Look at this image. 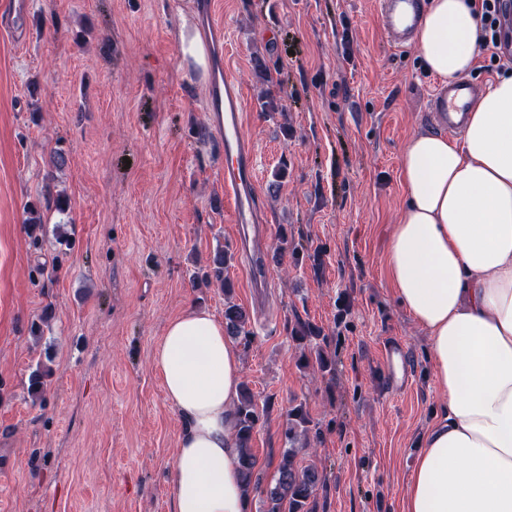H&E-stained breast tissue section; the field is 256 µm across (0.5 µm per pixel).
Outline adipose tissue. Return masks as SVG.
<instances>
[{
  "instance_id": "adipose-tissue-1",
  "label": "adipose tissue",
  "mask_w": 512,
  "mask_h": 512,
  "mask_svg": "<svg viewBox=\"0 0 512 512\" xmlns=\"http://www.w3.org/2000/svg\"><path fill=\"white\" fill-rule=\"evenodd\" d=\"M479 28L470 0H430L416 32L430 72L449 81L469 71ZM402 179L387 276L429 333L434 378L448 394L403 512H512V75L479 98L462 142L412 139ZM153 360L183 421L173 512H246L232 430L237 346L194 307L168 323Z\"/></svg>"
}]
</instances>
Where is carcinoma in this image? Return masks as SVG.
<instances>
[{
	"label": "carcinoma",
	"mask_w": 512,
	"mask_h": 512,
	"mask_svg": "<svg viewBox=\"0 0 512 512\" xmlns=\"http://www.w3.org/2000/svg\"><path fill=\"white\" fill-rule=\"evenodd\" d=\"M52 209L64 210V201L59 198L47 197L39 204L29 206V225L32 247L41 248L42 238L37 231L42 228L43 211ZM232 259V253L227 248L219 247L209 260L208 270L202 275V280L210 285L216 284L224 291V328L230 336L249 338L247 329L249 317L246 311L232 301V284L224 277V269ZM321 329L316 325L297 321L291 329V338L304 349L299 357V365L308 368L316 364L323 373L336 372V359L326 355L317 340ZM264 408L260 407L251 388L241 385L240 396L234 409V434L239 444V468L246 491L259 488V478L256 476V457L250 447L253 433ZM321 434L318 424L314 423L304 403L292 407L287 414L285 435L289 447L282 453L277 467L275 483L264 491L265 512H317V490L322 482L318 470L312 466H300L297 461L299 453L308 445V439Z\"/></svg>",
	"instance_id": "carcinoma-1"
}]
</instances>
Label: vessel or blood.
<instances>
[{"label": "vessel or blood", "mask_w": 512, "mask_h": 512, "mask_svg": "<svg viewBox=\"0 0 512 512\" xmlns=\"http://www.w3.org/2000/svg\"><path fill=\"white\" fill-rule=\"evenodd\" d=\"M425 8V0H380L379 17L386 38L395 47H405L416 29ZM9 30L18 34L26 30L30 16L29 0H9L6 10ZM484 89L483 83L460 77L441 84L428 104L429 120L435 127L454 133L463 132L466 120ZM208 110L212 123L221 130L224 151V186L233 205V221L241 230L257 228L267 237V228L259 227V199L256 192V159L252 142L244 135L243 97L234 76L217 69L209 84ZM385 374L394 379L405 364V354L398 341L384 347Z\"/></svg>", "instance_id": "1"}]
</instances>
